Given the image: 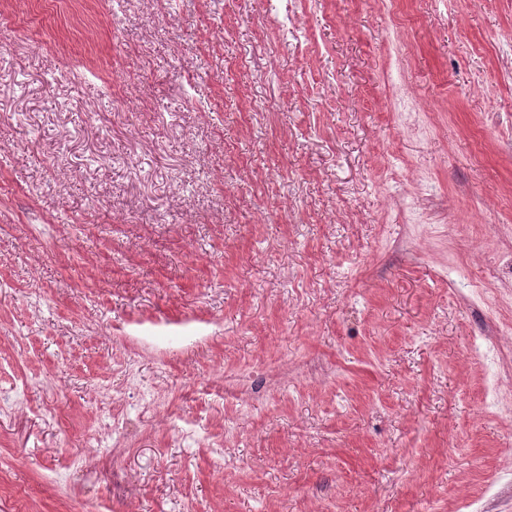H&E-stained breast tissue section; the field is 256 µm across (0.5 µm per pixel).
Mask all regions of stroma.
Returning a JSON list of instances; mask_svg holds the SVG:
<instances>
[{
    "mask_svg": "<svg viewBox=\"0 0 512 512\" xmlns=\"http://www.w3.org/2000/svg\"><path fill=\"white\" fill-rule=\"evenodd\" d=\"M13 386L9 512H512V0H0Z\"/></svg>",
    "mask_w": 512,
    "mask_h": 512,
    "instance_id": "stroma-1",
    "label": "stroma"
}]
</instances>
